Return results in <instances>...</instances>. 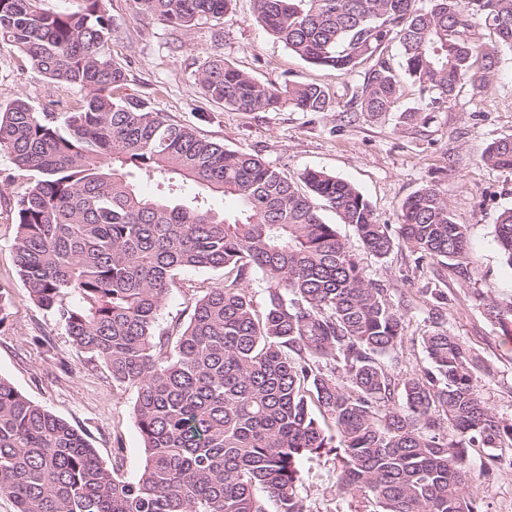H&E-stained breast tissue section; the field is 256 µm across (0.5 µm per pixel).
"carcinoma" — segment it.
Listing matches in <instances>:
<instances>
[{
	"instance_id": "obj_1",
	"label": "carcinoma",
	"mask_w": 512,
	"mask_h": 512,
	"mask_svg": "<svg viewBox=\"0 0 512 512\" xmlns=\"http://www.w3.org/2000/svg\"><path fill=\"white\" fill-rule=\"evenodd\" d=\"M41 2L0 0V39L82 99L59 114L21 96L0 103V152L30 174L13 250L30 298L112 383L135 390L145 463L133 480L106 467L67 422L0 378V496L16 512H268V500L276 512H306L299 464L333 451L336 493L359 497L364 512H486L469 492L465 454L512 452V421L479 396L476 357L439 323L421 337L423 373L401 379L382 362L401 342L403 315L322 215L332 209L365 250L387 257L396 239L358 189L315 169L300 188L259 156L120 94L127 78L112 58L106 0H82L78 12ZM131 2L187 32L223 17L231 0ZM255 20L316 66L353 73L376 58L354 101L375 118L401 98L381 57L392 41L435 111L466 81L487 87L512 50V0H256ZM477 27L494 42L473 41ZM199 85L243 112H326L330 101L320 84H265L218 54ZM484 162L512 171V137ZM139 176L158 194L144 195ZM215 192L239 209L199 202ZM399 223L417 260L466 258L467 225L438 190L406 198ZM496 237L512 269V208ZM186 268L222 269L224 281L194 298L171 335L158 319ZM255 272L267 282L261 312Z\"/></svg>"
}]
</instances>
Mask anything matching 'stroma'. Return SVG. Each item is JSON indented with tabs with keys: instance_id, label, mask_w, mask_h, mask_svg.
Wrapping results in <instances>:
<instances>
[{
	"instance_id": "stroma-1",
	"label": "stroma",
	"mask_w": 512,
	"mask_h": 512,
	"mask_svg": "<svg viewBox=\"0 0 512 512\" xmlns=\"http://www.w3.org/2000/svg\"><path fill=\"white\" fill-rule=\"evenodd\" d=\"M106 8L116 28L112 57L127 72L126 93L202 137L257 154L294 182L308 169L342 177L393 231L403 201L414 192L432 187L447 198L454 221L468 227V256L460 263L428 259L416 265L415 253L404 244L376 259L354 227L339 223L328 209L323 217L403 315L404 339L385 355V364L404 378L428 368L420 338L442 320L482 361L473 379L480 396L498 416L511 419L512 344L487 307L512 299V269L503 262L495 232L499 213L512 207V172L488 166L483 157L491 142L512 135V51L502 52L487 90L463 85L437 112L429 110L412 79L399 73V109L376 120L351 109L362 72L343 74L303 61L255 21L254 0H233L221 19L200 21L188 32L136 14L130 0H107ZM215 54L266 84L325 85L330 107L319 113L224 108L206 98L198 82ZM19 96L43 112L56 111L57 100L73 105L81 98L78 90L48 82L21 61L12 43L0 40V103ZM405 109L415 110L413 121H403ZM27 179L0 153V298L6 301L0 378L82 433L103 464L119 465L126 478H136L145 454L131 414L134 390L116 387L103 365L88 362L50 313L29 298L19 275L12 250L14 206ZM223 279L220 269L183 271L167 296L160 326L172 330L187 322L194 296ZM434 286L445 290L443 303L430 296ZM468 460L476 475L472 490L486 512H512V469L490 466L477 448ZM301 469L307 512H358L357 499L336 493L335 455L303 461Z\"/></svg>"
}]
</instances>
